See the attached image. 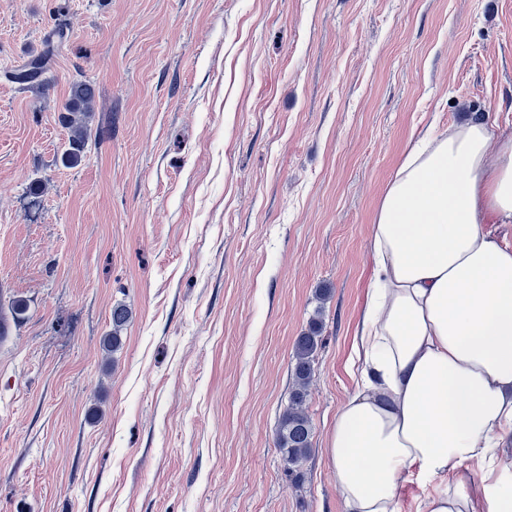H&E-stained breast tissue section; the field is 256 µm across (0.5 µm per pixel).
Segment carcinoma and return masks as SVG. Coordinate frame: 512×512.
<instances>
[{
  "label": "carcinoma",
  "mask_w": 512,
  "mask_h": 512,
  "mask_svg": "<svg viewBox=\"0 0 512 512\" xmlns=\"http://www.w3.org/2000/svg\"><path fill=\"white\" fill-rule=\"evenodd\" d=\"M64 39L62 30L56 33V37L48 38L39 54L30 57L10 72L12 81L21 86L34 84L58 52ZM93 110L92 85L83 81L72 83L63 114L70 132L68 149L63 154V159L71 165L81 162L84 157V149L90 137L89 118ZM321 316L322 308L319 307L310 319L308 329L295 341L291 386L276 427V447L280 448L284 470L295 476L301 473L303 463L313 450L314 429L305 408V401L315 374L316 354L322 343ZM129 319L130 313L126 307H112V333L103 340V348L107 353L115 354L121 349V332Z\"/></svg>",
  "instance_id": "1"
}]
</instances>
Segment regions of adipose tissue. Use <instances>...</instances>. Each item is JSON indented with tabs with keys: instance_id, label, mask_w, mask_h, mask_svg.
<instances>
[{
	"instance_id": "ef3b65f1",
	"label": "adipose tissue",
	"mask_w": 512,
	"mask_h": 512,
	"mask_svg": "<svg viewBox=\"0 0 512 512\" xmlns=\"http://www.w3.org/2000/svg\"><path fill=\"white\" fill-rule=\"evenodd\" d=\"M512 136L483 119L423 138L389 180L370 229L373 278L356 343L359 387L327 454L344 512H512ZM430 490V487H426L421 480L412 475L399 491V512H416L419 503Z\"/></svg>"
}]
</instances>
